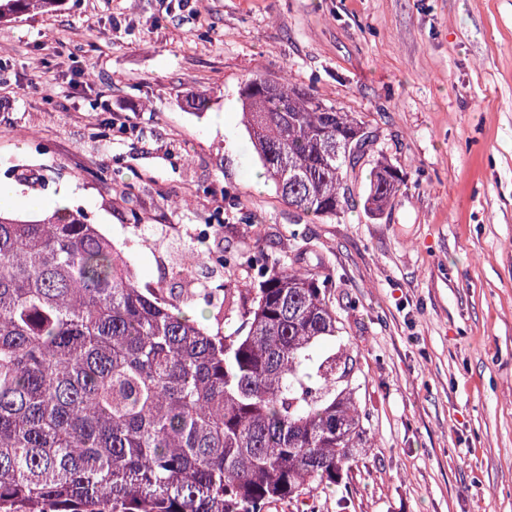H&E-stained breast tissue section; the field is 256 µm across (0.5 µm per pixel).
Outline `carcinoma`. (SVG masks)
Instances as JSON below:
<instances>
[{"label":"carcinoma","instance_id":"1","mask_svg":"<svg viewBox=\"0 0 512 512\" xmlns=\"http://www.w3.org/2000/svg\"><path fill=\"white\" fill-rule=\"evenodd\" d=\"M62 0H0V22ZM260 72L241 84L244 125L291 208L335 218L355 205L376 136L352 112ZM404 184L385 158L364 209ZM304 249L243 281L224 265L232 332L196 309L194 252L177 292L141 287L130 257L79 208L0 212V512H316L372 448L356 359L339 335L334 273Z\"/></svg>","mask_w":512,"mask_h":512}]
</instances>
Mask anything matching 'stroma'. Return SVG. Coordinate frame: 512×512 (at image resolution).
<instances>
[{
	"mask_svg": "<svg viewBox=\"0 0 512 512\" xmlns=\"http://www.w3.org/2000/svg\"><path fill=\"white\" fill-rule=\"evenodd\" d=\"M256 71L368 122L405 178L391 209L278 197L241 123ZM0 100V167L71 188L140 284L179 287L198 246L220 306L215 255L284 257L295 232L334 269L375 446L320 512H512V0H64L0 23Z\"/></svg>",
	"mask_w": 512,
	"mask_h": 512,
	"instance_id": "stroma-1",
	"label": "stroma"
}]
</instances>
